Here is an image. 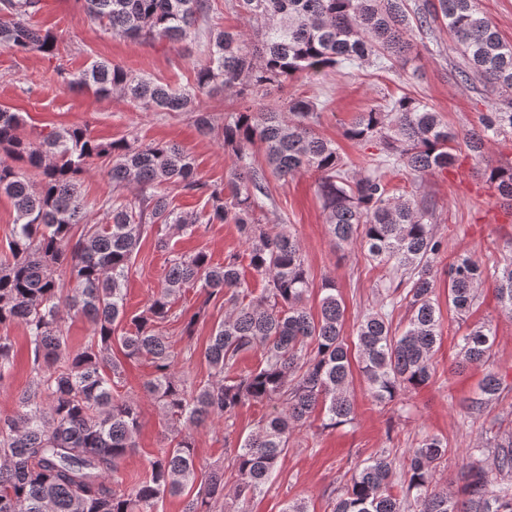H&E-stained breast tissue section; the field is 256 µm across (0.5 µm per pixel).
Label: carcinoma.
Segmentation results:
<instances>
[{
    "instance_id": "obj_1",
    "label": "carcinoma",
    "mask_w": 512,
    "mask_h": 512,
    "mask_svg": "<svg viewBox=\"0 0 512 512\" xmlns=\"http://www.w3.org/2000/svg\"><path fill=\"white\" fill-rule=\"evenodd\" d=\"M213 0H84L90 17L131 40L184 43L199 21L209 18ZM41 0H0V47L18 54L53 55L56 39L32 27ZM224 9L242 14L252 36L210 31L200 50L194 84L173 91L124 67L93 61L68 80L71 89L101 98L118 94L143 112H190L205 136H220L233 159L220 187L204 181L195 161L173 142L137 139L104 142L84 127H53L29 134L18 112L0 108V194L14 204L16 218L8 251L0 254V326L20 324L30 364V380L10 414H0V512H156L164 498L196 489L182 512H214L224 499V469L198 484L197 452L190 431L211 417L226 420L250 403L273 405L258 430L230 450L227 468L236 478L237 512L267 486L295 434L310 427L352 422L348 395L351 350L374 401L386 406L401 392L428 385L441 336L437 280L448 282V306L467 317L491 283L502 310L512 316V261L484 267L460 255L444 272L436 259L445 248L433 223L428 197L396 195L389 176L402 169L419 176L455 161L458 132L437 112L408 97L359 113L345 130L355 144L376 152L361 172L336 143L320 135L323 102L289 98L285 112L272 107L235 109L224 124L212 123L202 97L231 91L240 99L262 101L286 81L315 75L345 63L403 68L413 60L407 38L405 0H224ZM422 29L441 22L464 62L458 73L477 81L494 98L481 129L464 134L467 149L484 157L492 138L512 130V42L499 35L477 0H425L414 13ZM261 146L279 177L301 171L317 175L329 235L336 248L360 247L383 271L382 289L360 320L354 347L343 336L345 307L333 280L324 282L320 314L307 309L309 272L298 240L285 228L260 223L268 196L266 171L248 162ZM102 156L112 194L99 208L106 223L88 220L79 177ZM502 203L512 208V164L486 169ZM207 195L208 224H236L245 238L249 267L266 282L256 295L243 278L240 255L213 263L207 253L175 255L149 305L125 330V284L142 238L154 230L193 234L199 218L176 211L169 189ZM200 288L202 300L185 316L190 337L206 320L213 300L230 305L203 351L208 379L197 381L176 368L161 325L183 288ZM406 304L404 331L392 330L394 309ZM83 317L91 334L71 342L65 318ZM495 333L475 325L462 336V361L484 363ZM120 350L129 360H146L153 371L142 384L165 419V444L148 459L146 475L129 481L121 463L137 450L139 400L118 394L124 382ZM261 351L253 369L237 371L248 353ZM18 349L0 335V386L11 378ZM503 392L498 373L489 372L467 414L489 413ZM484 432L493 440L489 467L470 464L461 473L464 497L432 488L447 444L424 436L401 464L383 450L359 464L338 493L333 512H512V433Z\"/></svg>"
}]
</instances>
